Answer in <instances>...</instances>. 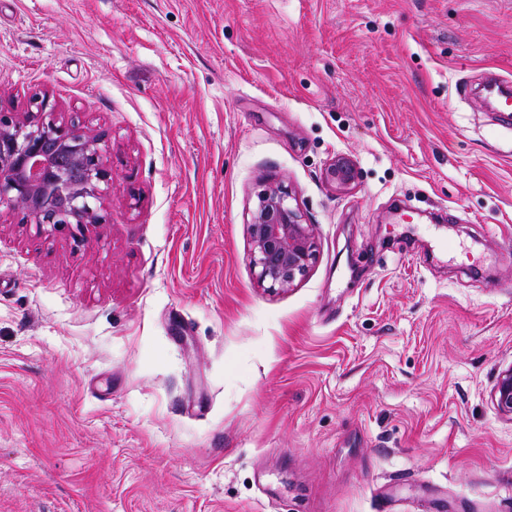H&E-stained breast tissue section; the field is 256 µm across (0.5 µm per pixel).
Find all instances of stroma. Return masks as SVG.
I'll return each instance as SVG.
<instances>
[{
	"label": "stroma",
	"instance_id": "35a3bbf8",
	"mask_svg": "<svg viewBox=\"0 0 512 512\" xmlns=\"http://www.w3.org/2000/svg\"><path fill=\"white\" fill-rule=\"evenodd\" d=\"M489 72L512 0H0V111L48 96L116 182L79 247L0 216V512H512ZM271 181L319 248L283 293ZM247 226L250 264L257 281L269 291L286 290L306 276L317 259L313 224L282 183L268 185L257 196ZM492 399L501 413L512 418V366L500 373Z\"/></svg>",
	"mask_w": 512,
	"mask_h": 512
}]
</instances>
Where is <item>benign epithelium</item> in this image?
Listing matches in <instances>:
<instances>
[{
    "label": "benign epithelium",
    "instance_id": "obj_1",
    "mask_svg": "<svg viewBox=\"0 0 512 512\" xmlns=\"http://www.w3.org/2000/svg\"><path fill=\"white\" fill-rule=\"evenodd\" d=\"M331 176L347 185L355 172L338 160ZM112 181L102 137L56 117L46 96L32 95L25 112H0V208L22 210L44 233L74 229L84 235L106 223L103 205ZM291 199L287 186L268 185L247 225L250 264L269 291L292 287L317 259L313 225ZM492 399L512 417V366L500 373Z\"/></svg>",
    "mask_w": 512,
    "mask_h": 512
}]
</instances>
